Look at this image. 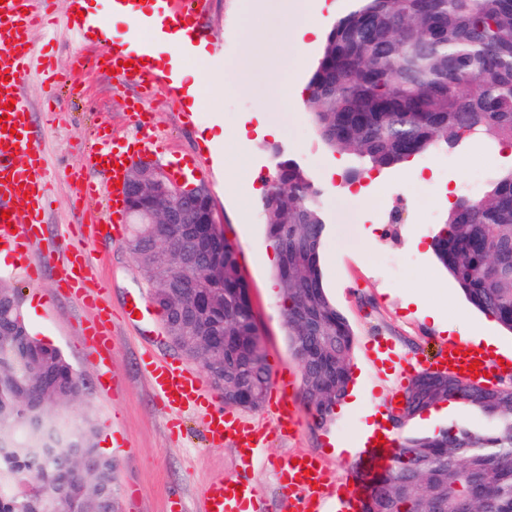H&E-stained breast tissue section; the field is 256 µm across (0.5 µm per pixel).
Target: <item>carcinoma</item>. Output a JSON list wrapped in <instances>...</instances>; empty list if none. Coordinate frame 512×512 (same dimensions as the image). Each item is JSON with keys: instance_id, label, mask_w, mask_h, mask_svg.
Masks as SVG:
<instances>
[{"instance_id": "1", "label": "carcinoma", "mask_w": 512, "mask_h": 512, "mask_svg": "<svg viewBox=\"0 0 512 512\" xmlns=\"http://www.w3.org/2000/svg\"><path fill=\"white\" fill-rule=\"evenodd\" d=\"M306 112L329 150L354 156L357 176L400 168L440 147L470 141L512 144V0H353L327 32L308 79ZM276 159L261 209L278 253L288 343L302 368V391L320 425L330 422L351 378L353 331L323 283L326 233L322 190L293 159ZM198 212L205 188L186 192ZM169 202L153 195L131 203L128 240L165 316L177 350L199 360L224 403L257 411L270 372L264 346L252 341L253 310L235 244L224 239L222 267L197 274L195 295L165 287L176 277L172 243L143 223L141 210ZM431 246L467 301L512 333V165L477 196L448 209ZM89 389L65 354L35 336L18 292L0 284V512H49L63 497L78 512H107L116 486L114 458L99 448ZM463 403L490 419L476 428L450 425L433 435L397 440L390 464L368 481L362 512H512V386H483L426 371L405 392L401 421L440 403ZM71 419L81 453L97 465L88 475L66 462L68 434L36 433L30 415ZM50 444L52 454L30 448Z\"/></svg>"}]
</instances>
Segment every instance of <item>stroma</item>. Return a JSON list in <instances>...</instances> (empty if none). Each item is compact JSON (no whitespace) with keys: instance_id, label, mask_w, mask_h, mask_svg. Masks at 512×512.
Instances as JSON below:
<instances>
[{"instance_id":"35a3bbf8","label":"stroma","mask_w":512,"mask_h":512,"mask_svg":"<svg viewBox=\"0 0 512 512\" xmlns=\"http://www.w3.org/2000/svg\"><path fill=\"white\" fill-rule=\"evenodd\" d=\"M53 2L60 25L31 30L29 40L43 50L60 81L56 90H49L36 68L25 87L33 103L34 132L49 169L53 207L46 240H53L63 225L81 224L82 216L73 205L76 179L109 187L107 174L87 170L83 163L102 130H109L116 143L147 130L157 141L155 159L165 167L184 158L210 162L213 172L208 186L216 218L238 247L239 264L264 333L267 363L298 386L301 367L286 337L284 298L271 289L277 255L261 212L260 194L266 191L265 178L274 168L270 149L275 146L297 160L323 190L328 224L321 266L328 292L353 331V386L371 392L387 406L403 394L397 373L372 354L380 338L403 356L405 369L418 373L440 348L458 344L466 336L492 335L512 349V334L466 302L430 247L448 213L443 186L458 195L469 193L474 179L487 187L497 173L512 165V149L480 142L453 151L438 149L403 167L380 171L378 183L368 186L361 197L338 192L335 183L325 178L327 169L335 167L344 173L356 161L321 144L303 98L291 95L292 88L306 87L322 43L298 46L292 34L277 29L275 21L281 15L295 23L308 20L325 33L350 9L352 0H210L205 24L217 51L205 65L212 79L205 88L208 102L194 112L183 110L179 94H151L139 83L113 81L97 63L101 47L76 40L64 25L70 0ZM52 107L57 114L51 119L47 111ZM253 114L261 115L274 133L253 140L245 149L238 143V131ZM218 125L224 128L223 141L206 148ZM89 253L95 282L107 288L113 311H122L130 288L147 285L126 241L100 239ZM0 279L19 290L22 313L33 332L58 346L90 387H97L82 336V325L92 313L65 289L58 272L45 268L40 280L31 285L12 266L0 264ZM413 291L420 305L408 303ZM429 309L442 321L457 324V331H440L426 317ZM161 332L158 317L149 334L136 323L113 322L111 372L122 391L110 402L92 400L100 446L118 462L121 512H168L175 493L183 497L186 512H198L199 488L215 476L252 481L261 498L259 512H282L284 492L277 465L292 456L315 457L338 485L350 482L356 458L336 456L329 446L332 440L353 438L351 418L338 412L331 424L316 425L298 390L291 397L301 418L297 431L272 429L268 408L251 414L254 421L271 429L262 465L247 469L232 446H205L193 416L184 417V434L174 435L140 361L145 341L153 343L159 357L180 359V352L164 341ZM474 419L466 406L442 405L434 413L406 422L395 434H431Z\"/></svg>"}]
</instances>
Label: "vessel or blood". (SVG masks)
I'll return each instance as SVG.
<instances>
[{
  "label": "vessel or blood",
  "mask_w": 512,
  "mask_h": 512,
  "mask_svg": "<svg viewBox=\"0 0 512 512\" xmlns=\"http://www.w3.org/2000/svg\"><path fill=\"white\" fill-rule=\"evenodd\" d=\"M50 0H0V103L8 105L9 131H0V211H9V219L0 218V245L11 248L17 267L23 270L29 282H36L39 268L29 265L30 250L42 240L43 226L48 210L47 164L40 146L29 135L30 106L23 92L34 56L28 47V31L37 21V5ZM112 13L129 18L140 30L133 42L101 38L106 54L115 63L114 80L120 83L138 81L146 90L172 87L169 74H159L145 65L144 60L154 48L156 38L178 42L199 43L206 33L202 27V0H185L179 12H172V0H111ZM157 143L152 135L141 132L129 141L125 151H109L104 147L89 149L84 164L96 167L105 164L117 186L112 190V206L124 204L125 191L119 181L125 180L130 165L140 158L156 152ZM208 164L193 159L172 164L173 181L193 176L210 175ZM124 226L116 218H108L105 225H92L87 237H76L73 231L58 234L52 246L43 254L42 264L59 268L64 285L93 312V318L82 331L85 349L99 372L98 389L108 398L118 397L121 388L110 374L112 353V308L103 289L91 287L92 267L87 256L89 237L121 239ZM141 320L152 317V307L141 290H134L124 306L123 316ZM477 363V371H470V363ZM441 371L459 368L465 379L485 383V375L494 365V359L479 346L466 344L462 354L453 349L440 351L431 361ZM142 370L158 401L172 420L184 415H195L202 427L205 440L213 446L233 445L242 463L253 465L259 461L268 443L264 427L244 416L225 410L221 397L213 394L201 373L194 367L156 358L144 351ZM273 389L279 395V404L272 413L278 430H295L299 424L289 401L293 391L291 383L274 377ZM394 442L365 449L362 465L368 471H380L391 460ZM282 487L285 491L286 512H351L352 501L336 490V484L327 469L316 459L301 457L297 462L278 464ZM258 491L248 481L237 482L216 477L207 480L201 489L200 512H251Z\"/></svg>",
  "instance_id": "b4317fda"
}]
</instances>
